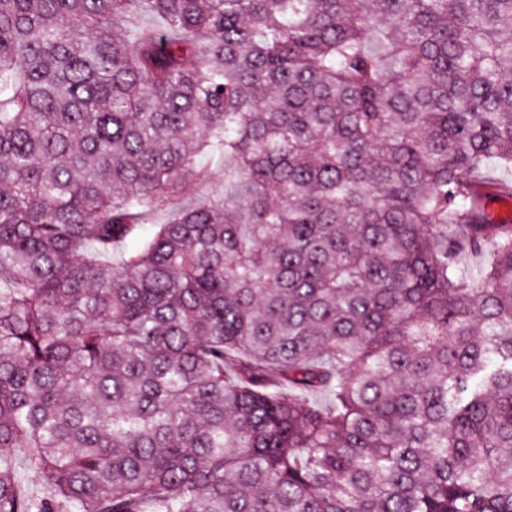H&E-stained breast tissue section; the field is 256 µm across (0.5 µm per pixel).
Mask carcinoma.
<instances>
[{"mask_svg": "<svg viewBox=\"0 0 512 512\" xmlns=\"http://www.w3.org/2000/svg\"><path fill=\"white\" fill-rule=\"evenodd\" d=\"M491 164L512 0H0V512H512Z\"/></svg>", "mask_w": 512, "mask_h": 512, "instance_id": "cac0c4a2", "label": "carcinoma"}]
</instances>
